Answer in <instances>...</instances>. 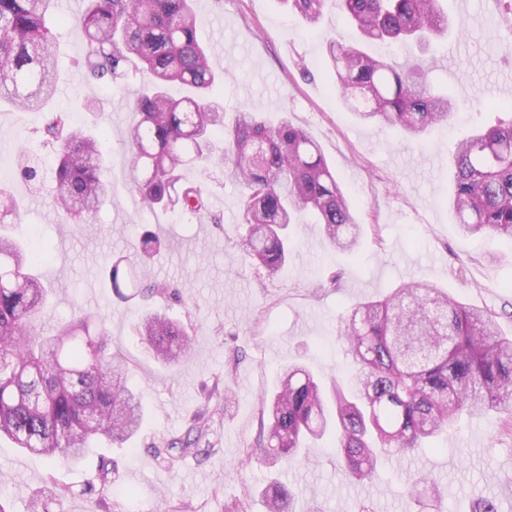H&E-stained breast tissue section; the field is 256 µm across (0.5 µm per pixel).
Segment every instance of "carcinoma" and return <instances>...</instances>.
<instances>
[{
    "instance_id": "1",
    "label": "carcinoma",
    "mask_w": 512,
    "mask_h": 512,
    "mask_svg": "<svg viewBox=\"0 0 512 512\" xmlns=\"http://www.w3.org/2000/svg\"><path fill=\"white\" fill-rule=\"evenodd\" d=\"M56 0H0V100L40 110L54 97L59 73L49 22ZM312 29L325 0H281ZM356 39L332 41L326 56L346 106L364 123L417 137L445 124L456 109L420 65L398 67L364 46L410 42L425 46L448 31L440 0H340ZM88 45L73 60L99 80L130 75L135 60L152 83L135 93L137 119L129 129L134 182L149 208L207 209L201 188L183 178L193 164L212 162L209 143L224 139L228 174L243 189L246 229L239 260L276 273L288 259L290 227L309 218L337 249L353 254L362 234L348 199L319 146L283 118L268 125L242 108L232 119L209 100L217 75L198 36L192 0H88L76 17ZM177 86L181 96L169 89ZM57 151L53 195L76 223L108 199L102 141L65 112H50L42 130ZM451 203L462 233L512 239V118L460 139L452 153ZM161 248L140 236L142 263ZM40 258L0 234V437L19 448L77 462L104 440L128 442L140 429L142 396L128 386V365L111 350L105 321L73 314L50 335L35 331L52 289L35 272ZM109 287L119 298L168 296L178 288L148 279L147 268L123 277L111 265ZM135 332L149 354L175 368L191 354V334L166 312L140 318ZM338 341L355 372L345 387H324L312 372L291 364L264 399L267 438L254 456L262 463L297 461L307 442L336 438V456L356 481L375 478L384 456L405 458L453 429L464 415L512 416V336L494 316L472 309L423 281L403 285L380 301L356 305L342 318ZM209 411L170 441L180 456H196L210 427ZM292 488L277 481L265 495L266 512H289Z\"/></svg>"
}]
</instances>
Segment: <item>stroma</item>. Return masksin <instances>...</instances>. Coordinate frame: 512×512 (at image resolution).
Listing matches in <instances>:
<instances>
[{
    "instance_id": "35a3bbf8",
    "label": "stroma",
    "mask_w": 512,
    "mask_h": 512,
    "mask_svg": "<svg viewBox=\"0 0 512 512\" xmlns=\"http://www.w3.org/2000/svg\"><path fill=\"white\" fill-rule=\"evenodd\" d=\"M58 3L51 29L64 78L54 105L99 126L112 196L92 218L70 222L52 194L56 151L41 140L42 113L4 103L0 166L11 174L0 186L18 207L5 229L42 255L36 271L60 298L37 331L51 332L78 309L104 319L112 350L130 364L129 382L141 392L146 415L130 443L102 444L74 466L0 437V503L7 512H30L37 500L48 512H224L238 500L249 512H265L262 492L273 480L293 488L295 512H358L363 504L413 512L411 480L427 474L441 482L440 512H473L480 498L512 512V419L497 413L463 417L458 430L434 438L413 458L383 461L371 481H353L326 447L309 448L308 461L273 467L247 455L259 439L262 399L283 366L306 365L326 383L344 377L340 318L366 299L425 280L494 314L501 332L512 335V241L463 236L448 205L455 143L494 123L502 104L512 103V53L504 51L512 44V0H443L459 32L424 50L390 48L402 66L432 59V79L460 104L446 124L411 142L396 130L362 123L345 107L325 64L327 43L353 38L336 0H326L312 31L281 0H194L199 35L224 78L214 96L226 114L246 107L268 123L286 116L306 130L364 226L354 256L334 250L316 225L295 227L297 247L270 277L239 260L241 189L225 166L186 173L201 187L208 213L144 206L133 188L126 140L135 120L128 101L150 76L104 84L75 69L73 59L84 57L87 46L70 0ZM23 147L39 158L37 180L16 168ZM147 230L163 240L149 262L152 280L178 286L182 296L150 305L193 326L191 357L172 370L151 359L132 330L148 304L117 298L103 280L106 265L134 259ZM335 274L341 282L333 288ZM204 406L215 416L200 443L202 456L169 455L168 440L185 434ZM103 458L117 463L104 493L93 487ZM57 483L72 486L73 495L55 498Z\"/></svg>"
}]
</instances>
